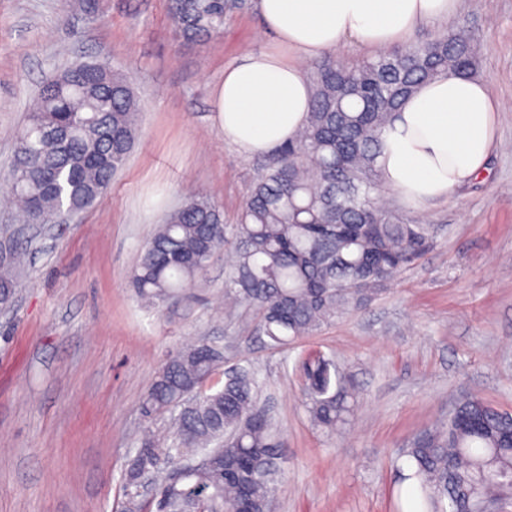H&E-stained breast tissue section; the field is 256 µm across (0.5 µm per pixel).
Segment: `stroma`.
<instances>
[{"mask_svg": "<svg viewBox=\"0 0 512 512\" xmlns=\"http://www.w3.org/2000/svg\"><path fill=\"white\" fill-rule=\"evenodd\" d=\"M465 27L479 74L509 109L488 171L425 207L382 202L440 226L436 249L366 308L282 350L254 331L255 311H219L224 256L173 307H145L129 276L155 225L199 192L234 223L268 163L225 142L215 87L227 65L269 41L255 8L221 36L175 35L168 0H0V195L15 135L40 87L75 61H108L131 81L135 147L101 204L65 224H25L0 207V244L23 248L10 308L0 309V512H116L121 477L147 423L141 401L167 355L204 338L224 364L258 371V404L285 443L274 512H407L400 448L469 395L512 410V0H460L413 41ZM320 352L350 378L359 406L328 434L303 407L302 356Z\"/></svg>", "mask_w": 512, "mask_h": 512, "instance_id": "35a3bbf8", "label": "stroma"}]
</instances>
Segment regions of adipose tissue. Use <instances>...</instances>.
Returning <instances> with one entry per match:
<instances>
[{"label": "adipose tissue", "instance_id": "1", "mask_svg": "<svg viewBox=\"0 0 512 512\" xmlns=\"http://www.w3.org/2000/svg\"><path fill=\"white\" fill-rule=\"evenodd\" d=\"M460 0H256L268 48L224 69L216 87L225 141L248 153L293 139L311 104L306 60L356 43L379 51L453 17ZM502 104L487 81L449 72L422 83L381 132L382 183L426 204L482 176Z\"/></svg>", "mask_w": 512, "mask_h": 512}]
</instances>
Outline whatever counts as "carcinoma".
<instances>
[{
  "instance_id": "carcinoma-1",
  "label": "carcinoma",
  "mask_w": 512,
  "mask_h": 512,
  "mask_svg": "<svg viewBox=\"0 0 512 512\" xmlns=\"http://www.w3.org/2000/svg\"><path fill=\"white\" fill-rule=\"evenodd\" d=\"M247 0H170L177 36L224 32ZM477 44L461 28L357 62L328 56L312 75V104L295 140L274 151L250 186L238 223L209 197L191 193L145 243L131 281L149 307L178 303L213 256L226 229L225 292L256 310V329L274 349L314 335L337 314L364 308L435 247L436 231L380 204L379 136L416 87L449 71L472 75ZM140 108L127 76L88 59L37 93L15 137L13 200L29 224L76 217L105 197L137 134ZM14 275L0 268V307ZM224 346L198 341L171 353L142 400L148 422L170 415L172 431L147 433L122 477V512H269L284 441L256 405L250 365L219 373ZM304 408L334 433L358 404L353 386L322 354L303 360ZM420 512H477L512 503V413L472 397L415 434L400 454ZM160 464L155 498L140 475Z\"/></svg>"
}]
</instances>
